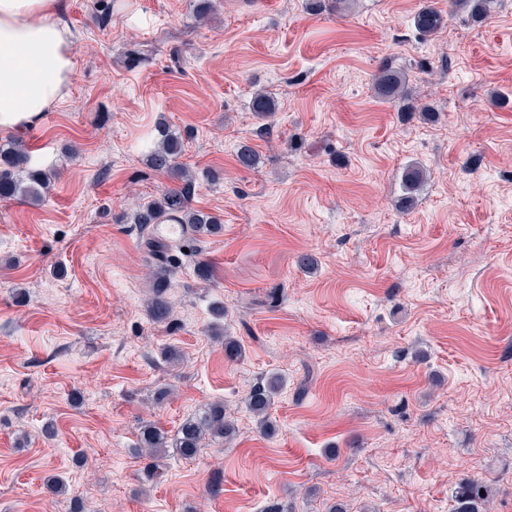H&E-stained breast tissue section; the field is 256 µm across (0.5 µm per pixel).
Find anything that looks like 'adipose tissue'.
<instances>
[{
    "instance_id": "obj_1",
    "label": "adipose tissue",
    "mask_w": 512,
    "mask_h": 512,
    "mask_svg": "<svg viewBox=\"0 0 512 512\" xmlns=\"http://www.w3.org/2000/svg\"><path fill=\"white\" fill-rule=\"evenodd\" d=\"M66 0H0V128L23 129L64 98L74 50Z\"/></svg>"
}]
</instances>
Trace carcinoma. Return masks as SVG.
<instances>
[{"instance_id": "carcinoma-1", "label": "carcinoma", "mask_w": 512, "mask_h": 512, "mask_svg": "<svg viewBox=\"0 0 512 512\" xmlns=\"http://www.w3.org/2000/svg\"><path fill=\"white\" fill-rule=\"evenodd\" d=\"M456 6L467 11L474 24L484 23L490 12L492 0H454ZM414 26L425 37L438 33L445 25L441 11L430 5L421 6L414 14ZM376 94L386 100H395L406 95L405 77L398 70L385 67L374 77ZM251 111L260 119H266L276 112V101L264 91L252 93ZM183 143L174 134H163L146 156V164L158 172H166L184 182L177 191H167L159 198L149 201L135 212L133 221L144 231L142 243L152 258V272L149 280L150 296L146 310L155 324H168L172 317V306L165 294L170 288L171 276L177 267L176 253L180 246L169 243L153 235L150 226L164 220H172L182 225L187 239L194 242L219 233L222 224L219 218L195 209L191 204V178L177 163ZM28 152L20 140H10L0 144V199H19L28 204L42 201L46 189V175L39 169L29 166ZM426 173L423 168L413 165L407 168L404 181L407 195L402 205L409 208L414 202V193L424 182ZM224 355L230 361H240L244 349L232 336L224 337ZM283 380L277 375L269 376L265 382L255 386L246 398L249 412L265 434L275 431L269 410L275 396L280 392ZM237 434V427L226 413L224 403L213 402L202 411L188 417L179 425L176 434L169 436L166 431L152 423H146L140 431L139 447L146 452L150 463L148 476L156 475L155 468L165 458L169 449H174L183 458L195 456L205 441H222ZM489 490L486 485L476 481H466L455 489L454 512H488Z\"/></svg>"}]
</instances>
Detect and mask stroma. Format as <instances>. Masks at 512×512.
Listing matches in <instances>:
<instances>
[{"label":"stroma","instance_id":"35a3bbf8","mask_svg":"<svg viewBox=\"0 0 512 512\" xmlns=\"http://www.w3.org/2000/svg\"><path fill=\"white\" fill-rule=\"evenodd\" d=\"M67 4L66 96L20 132L51 185L0 201V512H452L472 479L512 512V0L480 25L448 0ZM425 4L446 19L429 38ZM384 67L407 99L376 98ZM162 123L193 207L224 224L202 244L213 281L190 257L172 278L171 328L146 312L131 205L181 185L145 164ZM413 164L427 179L403 211ZM271 374L268 437L244 400ZM214 401L237 435L147 480L142 424L172 435ZM413 21L416 30L424 37L435 35L445 25L443 13L430 5L421 6L415 12Z\"/></svg>","mask_w":512,"mask_h":512}]
</instances>
